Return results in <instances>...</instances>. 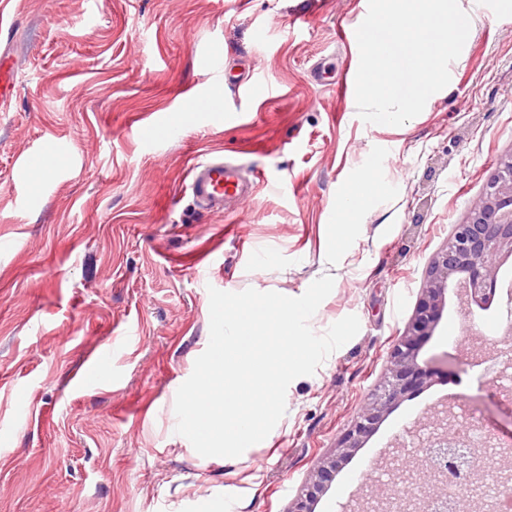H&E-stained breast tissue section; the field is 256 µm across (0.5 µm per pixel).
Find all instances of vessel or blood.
<instances>
[{
  "mask_svg": "<svg viewBox=\"0 0 512 512\" xmlns=\"http://www.w3.org/2000/svg\"><path fill=\"white\" fill-rule=\"evenodd\" d=\"M256 177L237 161L213 157L195 163L190 171L188 189L198 211L229 210L235 201L255 196Z\"/></svg>",
  "mask_w": 512,
  "mask_h": 512,
  "instance_id": "vessel-or-blood-1",
  "label": "vessel or blood"
}]
</instances>
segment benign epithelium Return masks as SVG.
Returning a JSON list of instances; mask_svg holds the SVG:
<instances>
[{"label": "benign epithelium", "instance_id": "1", "mask_svg": "<svg viewBox=\"0 0 512 512\" xmlns=\"http://www.w3.org/2000/svg\"><path fill=\"white\" fill-rule=\"evenodd\" d=\"M506 255L512 256V153L499 159L466 220L452 226L446 246L428 262L414 312L387 355L382 384L362 403L336 452L314 464L288 512H315L343 463L363 447L401 399L421 390L431 378L433 369L419 362V353L442 319L450 285H463L477 305L489 303ZM408 467L416 492L406 498L403 512H466L467 502L474 498L490 512L493 504L478 480L492 470L497 472L494 487L512 490V475L504 472L505 464L494 465L485 449L473 447L465 425L446 419L439 431L419 444ZM450 469L466 478L465 487L452 499L441 488Z\"/></svg>", "mask_w": 512, "mask_h": 512}]
</instances>
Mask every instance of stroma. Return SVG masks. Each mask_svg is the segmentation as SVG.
<instances>
[{
	"label": "stroma",
	"mask_w": 512,
	"mask_h": 512,
	"mask_svg": "<svg viewBox=\"0 0 512 512\" xmlns=\"http://www.w3.org/2000/svg\"><path fill=\"white\" fill-rule=\"evenodd\" d=\"M483 21L421 114L365 123L357 47L340 28L368 0H7L0 52L15 87L0 107V512H201L235 491L234 512H286L314 463L379 384L431 257L512 152V0ZM257 77L251 96L214 87L204 60ZM323 63L326 84L310 69ZM221 108L188 112V88ZM242 112L225 120L224 108ZM181 121L145 146L155 115ZM67 155L24 180L28 155ZM223 153L261 178L239 211L198 213L189 172ZM380 182L333 243L336 208L363 167ZM332 292L310 320L324 334L353 314L358 334L286 393V413L241 456L205 461L176 433L175 396L209 342V288L301 296L324 268ZM505 295L462 312L457 291L420 357L438 367L337 473L316 512H348L378 475L406 479L400 445L434 410L497 435L512 408L472 357L512 344ZM460 328L449 336V325ZM129 340L112 347L114 337ZM98 362L102 382L78 377ZM29 395L19 409L16 390Z\"/></svg>",
	"instance_id": "obj_1"
}]
</instances>
